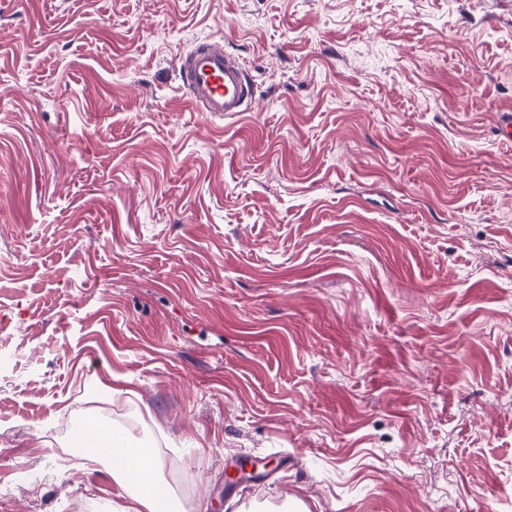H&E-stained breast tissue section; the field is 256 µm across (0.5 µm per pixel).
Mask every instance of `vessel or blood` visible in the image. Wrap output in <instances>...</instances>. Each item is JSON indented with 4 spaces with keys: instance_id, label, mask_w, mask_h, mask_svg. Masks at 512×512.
Returning <instances> with one entry per match:
<instances>
[{
    "instance_id": "1",
    "label": "vessel or blood",
    "mask_w": 512,
    "mask_h": 512,
    "mask_svg": "<svg viewBox=\"0 0 512 512\" xmlns=\"http://www.w3.org/2000/svg\"><path fill=\"white\" fill-rule=\"evenodd\" d=\"M186 96L202 112L225 115L250 111L252 84L245 66L209 38L192 45L178 59Z\"/></svg>"
}]
</instances>
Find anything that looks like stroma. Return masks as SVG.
Returning a JSON list of instances; mask_svg holds the SVG:
<instances>
[{
	"label": "stroma",
	"instance_id": "35a3bbf8",
	"mask_svg": "<svg viewBox=\"0 0 512 512\" xmlns=\"http://www.w3.org/2000/svg\"><path fill=\"white\" fill-rule=\"evenodd\" d=\"M509 116L512 0H0V512H121L108 409L180 512H512ZM178 64L185 94L199 112L224 116L251 110L253 90L247 70L224 52L223 40L195 43L180 55Z\"/></svg>",
	"mask_w": 512,
	"mask_h": 512
}]
</instances>
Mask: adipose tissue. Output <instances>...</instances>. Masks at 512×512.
<instances>
[{
	"mask_svg": "<svg viewBox=\"0 0 512 512\" xmlns=\"http://www.w3.org/2000/svg\"><path fill=\"white\" fill-rule=\"evenodd\" d=\"M107 457L113 480L130 500L125 512H176L168 488L157 477L159 464L149 448L116 434Z\"/></svg>",
	"mask_w": 512,
	"mask_h": 512,
	"instance_id": "ef3b65f1",
	"label": "adipose tissue"
}]
</instances>
